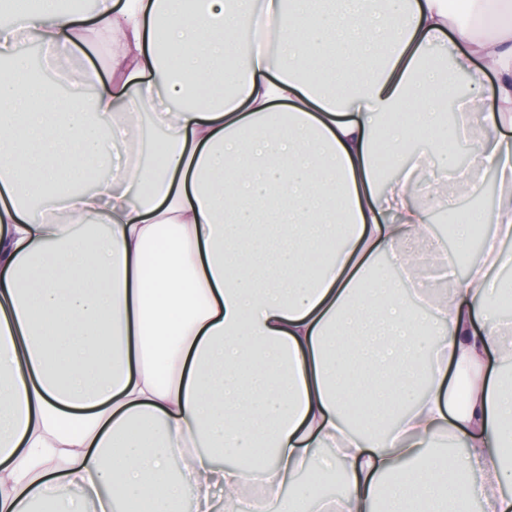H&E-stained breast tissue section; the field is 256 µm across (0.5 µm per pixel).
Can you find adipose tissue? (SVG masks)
<instances>
[{"mask_svg": "<svg viewBox=\"0 0 512 512\" xmlns=\"http://www.w3.org/2000/svg\"><path fill=\"white\" fill-rule=\"evenodd\" d=\"M481 5L463 25L448 0H39L0 28V154L23 162L0 176V512H61L73 484L93 512H213L218 482L240 512L252 480L264 512H512V376L487 371L512 358V0ZM259 14L277 49L226 68ZM20 38L107 41L108 71L59 97ZM450 73L464 168L427 109ZM408 104L436 131L418 152ZM482 172L501 186L461 275L430 209ZM425 249L451 289L420 317L380 260L421 287Z\"/></svg>", "mask_w": 512, "mask_h": 512, "instance_id": "obj_1", "label": "adipose tissue"}]
</instances>
